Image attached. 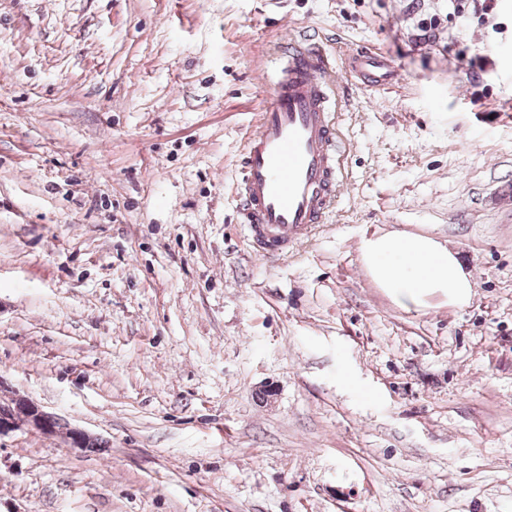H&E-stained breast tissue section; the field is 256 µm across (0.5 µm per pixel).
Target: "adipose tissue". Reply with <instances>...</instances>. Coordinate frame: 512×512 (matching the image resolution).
Here are the masks:
<instances>
[{"label": "adipose tissue", "instance_id": "adipose-tissue-1", "mask_svg": "<svg viewBox=\"0 0 512 512\" xmlns=\"http://www.w3.org/2000/svg\"><path fill=\"white\" fill-rule=\"evenodd\" d=\"M361 258L373 282L386 289L398 305L422 306L436 295L461 305L471 296L470 273L432 237L380 235L362 244Z\"/></svg>", "mask_w": 512, "mask_h": 512}]
</instances>
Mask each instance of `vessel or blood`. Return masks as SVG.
Here are the masks:
<instances>
[{"instance_id":"obj_1","label":"vessel or blood","mask_w":512,"mask_h":512,"mask_svg":"<svg viewBox=\"0 0 512 512\" xmlns=\"http://www.w3.org/2000/svg\"><path fill=\"white\" fill-rule=\"evenodd\" d=\"M275 55L235 184L240 222L266 257L286 253L326 223L344 185L328 56L316 38L300 34L280 43ZM349 65L375 87L396 77L390 60L375 49L357 50Z\"/></svg>"}]
</instances>
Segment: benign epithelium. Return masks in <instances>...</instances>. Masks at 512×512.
Here are the masks:
<instances>
[{
    "label": "benign epithelium",
    "mask_w": 512,
    "mask_h": 512,
    "mask_svg": "<svg viewBox=\"0 0 512 512\" xmlns=\"http://www.w3.org/2000/svg\"><path fill=\"white\" fill-rule=\"evenodd\" d=\"M29 431L45 436H64L72 448H83L90 435L77 427H69L56 415L44 411L36 403L19 394L0 404V437L16 431Z\"/></svg>",
    "instance_id": "7a95c632"
}]
</instances>
